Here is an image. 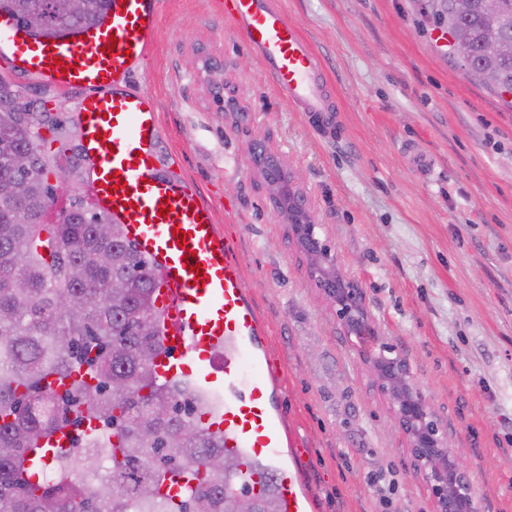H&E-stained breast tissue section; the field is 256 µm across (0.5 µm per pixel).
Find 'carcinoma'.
<instances>
[{
	"label": "carcinoma",
	"mask_w": 512,
	"mask_h": 512,
	"mask_svg": "<svg viewBox=\"0 0 512 512\" xmlns=\"http://www.w3.org/2000/svg\"><path fill=\"white\" fill-rule=\"evenodd\" d=\"M51 2L0 0V15L56 38L102 22L111 0H85L73 18ZM419 2L435 28L465 33L449 56L481 69L499 97L512 93V55L483 50L489 26L512 41V0ZM43 126L77 130L0 80V183L21 192L0 195V512H233L247 489L224 435L202 422L215 402L155 372V270L123 225L82 199L48 221L58 165ZM64 428L71 445L50 446Z\"/></svg>",
	"instance_id": "1"
}]
</instances>
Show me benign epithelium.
<instances>
[{
  "mask_svg": "<svg viewBox=\"0 0 512 512\" xmlns=\"http://www.w3.org/2000/svg\"><path fill=\"white\" fill-rule=\"evenodd\" d=\"M83 0H53V10L64 17L79 15ZM484 48L493 55H512V42L490 28ZM201 70L214 103L228 112L232 103L224 96V71L202 63ZM253 166L266 184L271 202L288 221L291 236L309 259V273L359 359L368 365L391 416L404 434L413 470L425 484L432 512H482L469 472L448 448V434L438 412L418 389L409 361L383 336L366 303L362 288L345 277L328 240L319 235L303 194L293 175L263 142H252Z\"/></svg>",
  "mask_w": 512,
  "mask_h": 512,
  "instance_id": "benign-epithelium-1",
  "label": "benign epithelium"
}]
</instances>
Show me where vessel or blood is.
<instances>
[{"mask_svg": "<svg viewBox=\"0 0 512 512\" xmlns=\"http://www.w3.org/2000/svg\"><path fill=\"white\" fill-rule=\"evenodd\" d=\"M165 4L111 0L99 25L60 38L34 37L1 17L0 57L21 75L84 91L79 120L93 202L124 224L156 272L154 304L166 329L157 375L219 397L215 426L252 492L275 484L282 512H308L303 474L285 453L291 436L271 383L258 373L263 329L241 267L212 205L190 182L160 174L153 95L124 84L149 57ZM219 7L316 133L340 135L339 109L319 58L275 0H219Z\"/></svg>", "mask_w": 512, "mask_h": 512, "instance_id": "1", "label": "vessel or blood"}]
</instances>
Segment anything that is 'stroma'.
<instances>
[{"label": "stroma", "mask_w": 512, "mask_h": 512, "mask_svg": "<svg viewBox=\"0 0 512 512\" xmlns=\"http://www.w3.org/2000/svg\"><path fill=\"white\" fill-rule=\"evenodd\" d=\"M334 87L320 139L217 0H168L128 84L156 99L164 172L213 204L263 325L283 422L301 441L309 512H430L403 433L309 275L251 161L253 135L295 175L343 275L469 469L483 512H512V109L448 59L416 0H278ZM224 64L249 119L216 110L191 59ZM26 100L76 118L84 96L0 61Z\"/></svg>", "instance_id": "stroma-1"}]
</instances>
